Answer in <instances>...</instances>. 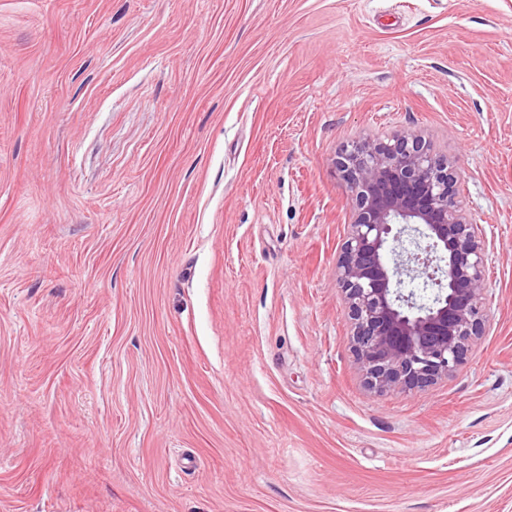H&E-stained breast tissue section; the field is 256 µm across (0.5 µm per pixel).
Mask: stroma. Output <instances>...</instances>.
<instances>
[{"label": "stroma", "mask_w": 512, "mask_h": 512, "mask_svg": "<svg viewBox=\"0 0 512 512\" xmlns=\"http://www.w3.org/2000/svg\"><path fill=\"white\" fill-rule=\"evenodd\" d=\"M410 131L486 331L377 394L334 161ZM0 512H512V0H0Z\"/></svg>", "instance_id": "1"}]
</instances>
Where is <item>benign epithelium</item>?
Returning a JSON list of instances; mask_svg holds the SVG:
<instances>
[{
  "label": "benign epithelium",
  "instance_id": "benign-epithelium-1",
  "mask_svg": "<svg viewBox=\"0 0 512 512\" xmlns=\"http://www.w3.org/2000/svg\"><path fill=\"white\" fill-rule=\"evenodd\" d=\"M351 192L336 259L353 351L374 392L448 378L485 333L488 244L458 201L456 161L415 132L366 140L336 157ZM438 285L418 301L405 279Z\"/></svg>",
  "mask_w": 512,
  "mask_h": 512
}]
</instances>
